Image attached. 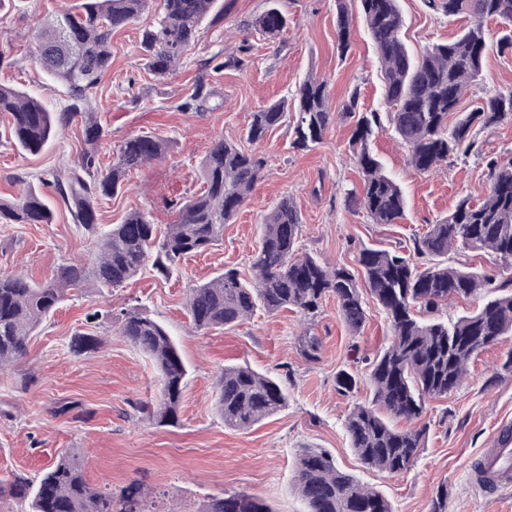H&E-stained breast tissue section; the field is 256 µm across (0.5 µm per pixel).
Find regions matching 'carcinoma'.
Segmentation results:
<instances>
[{
	"mask_svg": "<svg viewBox=\"0 0 512 512\" xmlns=\"http://www.w3.org/2000/svg\"><path fill=\"white\" fill-rule=\"evenodd\" d=\"M219 0H158L154 21L140 30L137 51L144 70L163 80L178 71L198 40L205 18H222ZM349 0H336L337 51L350 48ZM374 44L383 82L382 112H362L352 91L343 111L355 118L349 145L361 172V193L347 194L356 210L375 224H394L404 210L399 185L388 176L369 149L374 130L389 125L408 150V161L419 173L441 169L448 158L473 153L487 170L489 189L477 202L460 198L448 215L429 225L413 248H363L360 272L329 264L297 250L302 215L291 198H281L261 224V243L250 259L251 280L227 269L193 288L186 302L193 328L204 332L236 326L259 309L283 310L306 318L319 313L325 298L333 296L339 315L353 333L366 322L364 295L384 311L390 340L366 373L370 398L355 404L344 427L350 448L368 467L387 473L408 469L419 455L424 429H399L397 421L418 419L425 402L445 398L468 374L482 352L512 339V159L484 154L476 132L512 119V90L482 96L475 107L461 109L465 94L480 80L491 51L512 52V0H426L437 13L467 16L471 25L452 39L435 43L420 57L409 53L401 30L399 0H357ZM152 0H80L77 9H65L36 33V61L66 89L69 104L50 111L40 100L0 85V114L9 115L6 135L21 151L39 153L62 128L75 119L83 127L85 147L73 164L54 177L58 196L73 221L95 238L97 252L87 260L57 267L52 278L38 283L22 274H0V370L15 365L41 323L53 314L66 292L78 288H121L146 267L168 278L179 263L224 240V225L247 201L267 166L263 156L248 153L218 138L204 158L200 177L204 190L183 201L176 220L157 238L155 224L141 210L129 211L121 223L104 230L97 224L95 204L119 193L129 172L161 158L166 143L153 135L132 136L101 171L97 147L104 136L92 98L112 68V32L136 21ZM502 24L496 41L488 39L484 22ZM254 27L268 39L278 38L287 26L279 0H268ZM253 45L241 40L236 53H216L201 65L179 104L183 111L207 108L213 90L207 72L241 70L252 60ZM293 112L296 148L304 150L323 141L331 120L327 85L315 77L304 80L288 101L272 103L253 113L247 139L262 141ZM52 210L32 187L13 200L0 199V224H50ZM478 251L494 258V274L465 264H448V254ZM498 293L473 311L443 318L448 304L470 300L489 287ZM121 335L155 365L160 378L158 398L145 410L160 422L179 421L187 367L169 333L158 321L134 307L121 317ZM103 344L88 332L73 335L70 349L77 355ZM301 355L319 359L316 336L298 338ZM357 380L346 370L336 375V390L354 393ZM288 404L279 382L242 366H226L216 381L215 408L224 426L248 430ZM295 486L307 512H393L380 492L337 468L321 448L304 447L297 453ZM29 503L28 512H145L142 491L115 501L109 491H95L85 481L76 457L61 454L38 483L13 475L0 481V497ZM205 512H270L257 497L222 493L209 497Z\"/></svg>",
	"mask_w": 512,
	"mask_h": 512,
	"instance_id": "obj_1",
	"label": "carcinoma"
}]
</instances>
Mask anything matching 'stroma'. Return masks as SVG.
<instances>
[{
    "label": "stroma",
    "mask_w": 512,
    "mask_h": 512,
    "mask_svg": "<svg viewBox=\"0 0 512 512\" xmlns=\"http://www.w3.org/2000/svg\"><path fill=\"white\" fill-rule=\"evenodd\" d=\"M74 2L12 0L0 17V84L38 98L55 112L65 109L67 97L36 64L34 35L48 17ZM223 3V20L205 23L183 66L160 82L145 72L136 48L138 33L153 21V13L113 32L112 69L96 98L105 130L100 163L109 165L115 148L134 135L163 138L168 148L162 158L131 172L117 196L98 200V222L116 224L128 210L139 209L158 226L171 223L176 204L202 191L200 164L218 138L263 155L265 173L225 225L223 243L188 256L169 278L147 271L122 288L68 293L32 337L26 355L0 372V480L16 474L38 480L71 449L91 488L116 496L144 490L150 512H203L208 497L223 492L254 495L271 512H305L294 486L295 459L300 448L311 446L325 449L339 468L381 491L394 512H431L443 488L448 512H512V487L488 495L470 479L471 466L498 426L512 423V372L502 368L512 343L481 353L457 390L427 403L416 421L426 430L417 460L405 471L388 474L366 468L344 430L349 410L367 397L362 383L367 360L390 338L388 320L374 301H367L369 316L356 333L345 327L331 297L311 320L260 310L235 327L204 333L191 328L185 309L190 289L230 267L249 274L260 225L282 197L293 199L302 214V250L354 269L362 247L410 243L461 197L483 198L488 185L487 171L473 155L449 159L430 173L415 171L407 163L406 147L386 127L374 132L370 148L401 187L404 215L395 224H375L352 210L345 192L359 187L361 177L349 148L354 121L343 105L356 89L361 110L383 107L381 75L360 11L352 13L351 47L342 55L336 49L335 0H283L288 25L273 42L251 26L267 0ZM399 5L403 39L415 54L452 39L465 24L433 12L425 0H399ZM244 39L254 46L251 65L213 77L209 110L181 111L202 60L218 51L231 55ZM310 75L327 82L334 113L323 142L307 150L293 148L292 130L285 124L261 142L248 141L251 112L290 97ZM507 89H512V53L490 54L462 106L472 108L483 93ZM83 146L77 120L35 156L0 140V197L14 198L31 185L53 210L48 224H0V273L42 282L59 265L94 253L93 239L78 230L52 184ZM133 307L167 327L188 366L177 424L158 423L140 409L157 395L159 378L149 358L120 334L116 315ZM97 309L112 311V319L90 325L87 316ZM307 329L322 340L314 362L297 350V338ZM87 330L103 336L104 344L74 355L72 335ZM233 364L283 378L287 407L250 430L226 428L215 409V382L224 366ZM342 369L361 380L347 396L336 390Z\"/></svg>",
    "instance_id": "obj_1"
}]
</instances>
